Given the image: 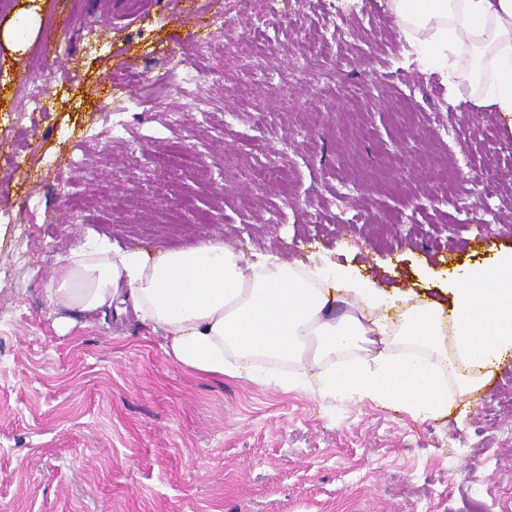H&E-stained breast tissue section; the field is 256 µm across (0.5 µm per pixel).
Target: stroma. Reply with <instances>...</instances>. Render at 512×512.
Returning <instances> with one entry per match:
<instances>
[{"instance_id": "stroma-1", "label": "stroma", "mask_w": 512, "mask_h": 512, "mask_svg": "<svg viewBox=\"0 0 512 512\" xmlns=\"http://www.w3.org/2000/svg\"><path fill=\"white\" fill-rule=\"evenodd\" d=\"M196 3L192 41L168 0H0V25L69 21L58 62L0 45V512H512V356L422 420L206 375L134 314L49 306L91 229L325 261L447 308L453 271L512 249V121L466 83L449 101L387 0ZM337 24L338 53L301 57ZM21 71L45 112L19 111ZM161 75L195 76L214 111L165 125Z\"/></svg>"}]
</instances>
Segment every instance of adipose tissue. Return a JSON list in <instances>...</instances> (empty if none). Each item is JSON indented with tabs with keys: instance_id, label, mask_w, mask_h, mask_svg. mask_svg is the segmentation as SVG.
Listing matches in <instances>:
<instances>
[{
	"instance_id": "adipose-tissue-1",
	"label": "adipose tissue",
	"mask_w": 512,
	"mask_h": 512,
	"mask_svg": "<svg viewBox=\"0 0 512 512\" xmlns=\"http://www.w3.org/2000/svg\"><path fill=\"white\" fill-rule=\"evenodd\" d=\"M406 41L440 74L448 58L472 54L477 106L512 116V0H388ZM50 305L95 313L134 312L162 330L167 353L213 376L254 380L280 390L297 374L270 375L263 361L318 363L394 336L407 354L346 360L320 374L326 395L394 404L422 419L447 414L448 389L424 351L450 349L449 366H489L512 350V251L454 272L451 314L407 304L339 266L257 261L216 238L182 249L136 253L89 235L57 258Z\"/></svg>"
}]
</instances>
